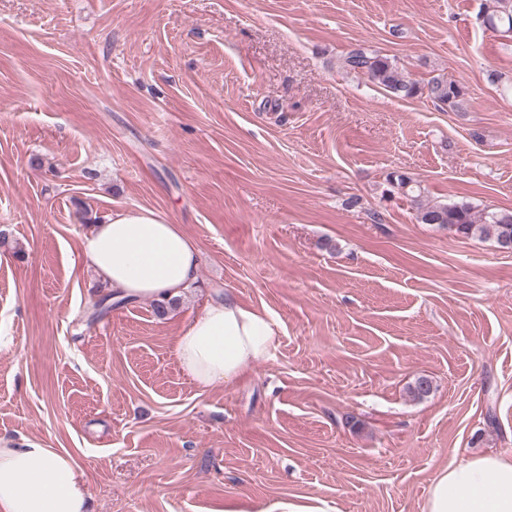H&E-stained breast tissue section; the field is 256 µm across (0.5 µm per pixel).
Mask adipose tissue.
I'll list each match as a JSON object with an SVG mask.
<instances>
[{
    "mask_svg": "<svg viewBox=\"0 0 512 512\" xmlns=\"http://www.w3.org/2000/svg\"><path fill=\"white\" fill-rule=\"evenodd\" d=\"M92 269L128 300L171 299L198 275L196 243L158 211H115L82 241ZM280 324L232 291L204 307L176 337L173 354L200 389L229 385L273 360ZM82 466L72 454L23 438H0V512H86ZM423 512H512V455L490 454L441 467Z\"/></svg>",
    "mask_w": 512,
    "mask_h": 512,
    "instance_id": "1",
    "label": "adipose tissue"
}]
</instances>
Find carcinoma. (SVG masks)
Here are the masks:
<instances>
[{"mask_svg":"<svg viewBox=\"0 0 512 512\" xmlns=\"http://www.w3.org/2000/svg\"><path fill=\"white\" fill-rule=\"evenodd\" d=\"M496 9L486 10L483 23L492 28H503V33H512V9L505 0H495ZM345 67L363 72L371 81L384 87L399 98H413L425 92L437 104L452 112H464L465 85L444 75L432 77L425 86L405 80L396 59L381 51L360 46L349 51L343 59ZM388 184L395 193L408 199L416 209L417 218L422 224H437L465 237L494 240L498 246L512 244V211H484L476 213L471 203H426L419 185L404 175L392 173Z\"/></svg>","mask_w":512,"mask_h":512,"instance_id":"1","label":"carcinoma"}]
</instances>
